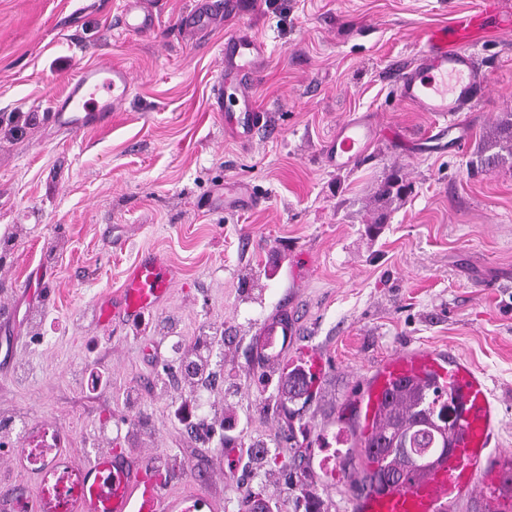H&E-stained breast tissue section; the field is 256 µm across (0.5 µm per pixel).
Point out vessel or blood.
<instances>
[{
  "instance_id": "1",
  "label": "vessel or blood",
  "mask_w": 512,
  "mask_h": 512,
  "mask_svg": "<svg viewBox=\"0 0 512 512\" xmlns=\"http://www.w3.org/2000/svg\"><path fill=\"white\" fill-rule=\"evenodd\" d=\"M242 0L211 2L185 14L181 22L190 30L208 27L213 12L236 16ZM122 25L140 35L155 25L146 0H125ZM512 30V15H503L499 0H482L473 11L457 13L448 24L426 30L415 63L397 74L400 99L455 129V117L482 99L490 85L474 47L492 33ZM267 58L263 41L249 30L238 29L224 38V72L234 76L237 110L228 130L238 140H249L263 122L254 106L253 86ZM131 90L129 71L122 66H96L81 71L64 98L56 100L58 125L76 135L109 120ZM378 127L367 115H352L337 128L327 147L329 163L339 169L354 166L376 138ZM173 269L162 259L137 261L125 276L121 291L99 302L98 316L119 315L133 320L153 308L169 292ZM425 377L449 388L461 403L460 428L449 443L447 455L426 472L413 474L400 489L368 490L356 501L355 512H454L461 500L476 497L484 512H512V452L489 453L497 410L482 377L467 363L437 351L396 353L367 380L365 416L373 418L395 387ZM40 512H218L219 502L199 492L170 495L154 476V465L139 458L131 465L105 449L93 460L69 459L66 479H58L57 466L48 462L37 468Z\"/></svg>"
}]
</instances>
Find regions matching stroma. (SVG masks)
Segmentation results:
<instances>
[{
    "mask_svg": "<svg viewBox=\"0 0 512 512\" xmlns=\"http://www.w3.org/2000/svg\"><path fill=\"white\" fill-rule=\"evenodd\" d=\"M123 2L0 0V485L36 492L14 464L20 419L63 429L83 461L148 455L170 492L222 512L247 488L270 512H349L364 381L416 349L474 367L498 413L490 449L512 450V160L474 165L512 113V32L475 48L491 90L459 113V145L395 79L426 28L481 0H259L203 34L180 25L196 0H152L146 38L126 35ZM241 27L268 48L253 88L265 119L245 143L210 99ZM112 63L132 88L111 126L60 130L53 102L82 67ZM353 112L380 131L339 170L325 149ZM395 171L411 194L376 200ZM228 183L260 204L225 209ZM147 254L174 269L169 295L141 321H97ZM278 315L291 335L264 338ZM196 347L209 366L189 382L176 367ZM308 354L322 374L284 402L280 380ZM295 446V469L258 454Z\"/></svg>",
    "mask_w": 512,
    "mask_h": 512,
    "instance_id": "obj_1",
    "label": "stroma"
}]
</instances>
